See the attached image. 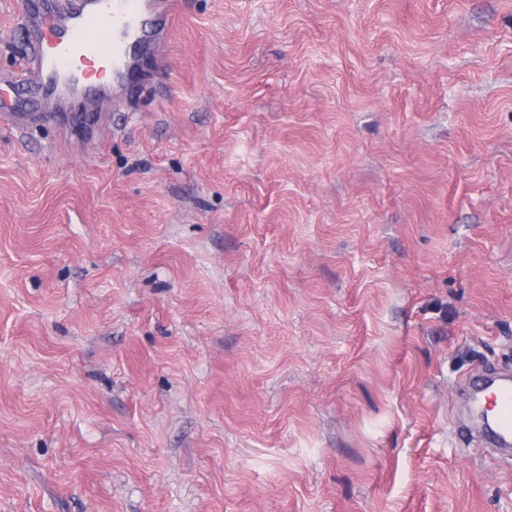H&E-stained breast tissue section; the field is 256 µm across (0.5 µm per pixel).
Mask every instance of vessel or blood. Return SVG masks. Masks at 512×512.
Masks as SVG:
<instances>
[{
	"label": "vessel or blood",
	"mask_w": 512,
	"mask_h": 512,
	"mask_svg": "<svg viewBox=\"0 0 512 512\" xmlns=\"http://www.w3.org/2000/svg\"><path fill=\"white\" fill-rule=\"evenodd\" d=\"M179 14V0H51L32 7L29 29L39 32L31 58L20 67L21 80L40 94L27 106L0 104V128L64 109L72 95L103 93L142 72L146 59L163 51ZM476 397H490L495 413L491 435L512 444V381L477 379Z\"/></svg>",
	"instance_id": "vessel-or-blood-1"
}]
</instances>
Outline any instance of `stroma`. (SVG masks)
Returning a JSON list of instances; mask_svg holds the SVG:
<instances>
[{
    "label": "stroma",
    "mask_w": 512,
    "mask_h": 512,
    "mask_svg": "<svg viewBox=\"0 0 512 512\" xmlns=\"http://www.w3.org/2000/svg\"><path fill=\"white\" fill-rule=\"evenodd\" d=\"M145 69L0 130V512H512L457 420L512 369V0H182Z\"/></svg>",
    "instance_id": "stroma-1"
}]
</instances>
